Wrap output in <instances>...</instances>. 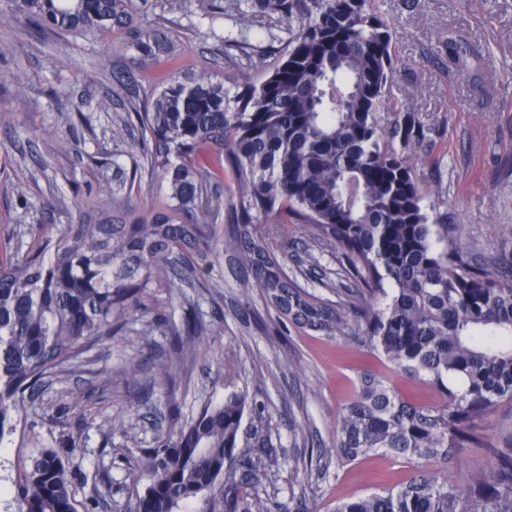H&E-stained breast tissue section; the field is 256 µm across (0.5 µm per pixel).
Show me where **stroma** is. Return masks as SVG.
<instances>
[{
    "instance_id": "1",
    "label": "stroma",
    "mask_w": 512,
    "mask_h": 512,
    "mask_svg": "<svg viewBox=\"0 0 512 512\" xmlns=\"http://www.w3.org/2000/svg\"><path fill=\"white\" fill-rule=\"evenodd\" d=\"M231 0H147L144 25L176 39L182 74L206 70L226 87L261 79L228 57V33L239 29ZM395 28L398 69L387 94L386 117L417 113L427 142L415 148L416 173L432 202L447 212L466 246L479 257L512 260V0H376ZM482 55L469 73L448 62V38ZM141 51L127 30L95 36L50 34L0 0V257L26 254L39 238L56 239L78 219L131 224L161 202L158 181L137 174V130L112 134L124 117L113 91L129 82L151 96ZM119 192L116 208L100 209L101 190ZM199 283L173 280L157 298L173 321L195 304L211 332L168 387L156 382L157 357L170 339L154 329L153 314L135 313L121 336L86 355L80 368L50 383L18 413L15 434L0 442V512L18 469L44 447L68 459L78 488L76 512L98 497L96 512H117L146 486L136 460L168 428L207 402L222 398L226 378L263 401L277 447L261 497L276 496L291 512H331L340 499L404 482L418 470L447 472L459 486L489 467L490 447L512 435V406L484 421V445L448 463L376 455L343 469L312 461L331 443L342 406L359 375L383 370L353 338L277 326L258 294L242 296L249 275L224 250L192 256ZM137 362L140 373L124 368ZM136 435L127 447L117 425Z\"/></svg>"
}]
</instances>
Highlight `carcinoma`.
I'll use <instances>...</instances> for the list:
<instances>
[{"instance_id":"cac0c4a2","label":"carcinoma","mask_w":512,"mask_h":512,"mask_svg":"<svg viewBox=\"0 0 512 512\" xmlns=\"http://www.w3.org/2000/svg\"><path fill=\"white\" fill-rule=\"evenodd\" d=\"M11 2L54 32L128 28L142 51L176 58L172 39L134 26L143 0ZM236 10L247 26L259 15L288 22L271 62L227 39L239 64L268 77L240 91L209 73L173 77L152 99L124 103L123 126L141 130L143 172L167 183L165 205L144 224H71L56 241L0 259V442L26 402L154 304L151 289L171 287L166 263L218 245L208 213L222 209L224 250L250 270L242 295L258 291L284 324L343 331L345 317L285 271L288 225H304L310 262L336 249L339 271L316 285L339 295L343 279L354 282L346 297L358 344L441 397L411 401L384 374L363 372L326 450L336 468L380 453L446 461L481 446L485 416L512 403V275L478 262L448 232V215L427 203L412 158L425 140L420 122L409 113L380 119L398 65L393 28L375 0H238ZM448 50L463 66L481 56L460 39H448ZM226 175L234 188L224 194ZM209 331L192 307L181 324L168 322L159 380ZM274 453L265 405L233 389L190 421L171 420L142 451L147 484L126 512H180L194 500L207 512L217 501L224 512H289L249 492ZM491 455L465 491L418 471L334 512H512V439ZM12 499L19 512H76L68 462L52 449L30 457Z\"/></svg>"}]
</instances>
